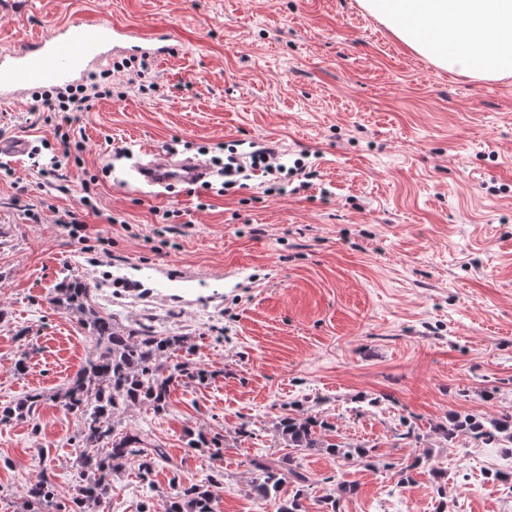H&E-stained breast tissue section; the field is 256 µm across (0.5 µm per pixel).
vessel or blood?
I'll return each mask as SVG.
<instances>
[{"mask_svg": "<svg viewBox=\"0 0 512 512\" xmlns=\"http://www.w3.org/2000/svg\"><path fill=\"white\" fill-rule=\"evenodd\" d=\"M180 46L165 32L146 33L109 21L73 20L44 36L0 48V104L50 87L79 84L95 68L116 55L160 60L175 56ZM137 179L150 186L194 184L205 180L208 167L199 161H149L136 166Z\"/></svg>", "mask_w": 512, "mask_h": 512, "instance_id": "1", "label": "vessel or blood"}]
</instances>
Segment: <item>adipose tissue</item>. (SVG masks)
<instances>
[{
	"instance_id": "ef3b65f1",
	"label": "adipose tissue",
	"mask_w": 512,
	"mask_h": 512,
	"mask_svg": "<svg viewBox=\"0 0 512 512\" xmlns=\"http://www.w3.org/2000/svg\"><path fill=\"white\" fill-rule=\"evenodd\" d=\"M435 65L477 78L512 75V0H361Z\"/></svg>"
}]
</instances>
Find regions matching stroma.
I'll return each instance as SVG.
<instances>
[{
    "instance_id": "obj_1",
    "label": "stroma",
    "mask_w": 512,
    "mask_h": 512,
    "mask_svg": "<svg viewBox=\"0 0 512 512\" xmlns=\"http://www.w3.org/2000/svg\"><path fill=\"white\" fill-rule=\"evenodd\" d=\"M74 18L163 27L181 50L145 77L116 74L123 96L70 123L31 98L0 105V141L30 145L0 155V405L84 362L78 315L48 303L80 277L118 323L191 336L210 373L166 412L124 415L167 457L146 482L140 457L123 460L104 512H161L173 487L219 471L215 512H276L250 495L251 462L287 457L285 413L373 448L367 461L296 455L305 512H512L498 479L512 444L434 431L454 413L512 412V76L441 69L360 0H0V46ZM64 133L85 148L45 179ZM253 145L287 166L308 154L316 178L271 197L256 177L222 190L216 169L204 186L131 175L148 151L207 162ZM87 187L100 213L81 243L67 223ZM79 425L50 400L0 424V512H20L46 474L74 494ZM198 429L224 434L222 463L190 448Z\"/></svg>"
}]
</instances>
